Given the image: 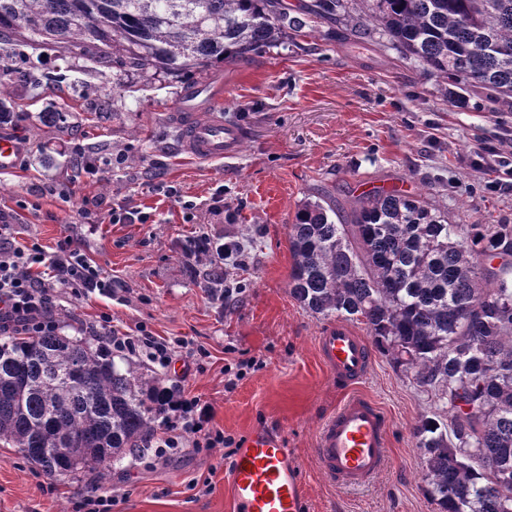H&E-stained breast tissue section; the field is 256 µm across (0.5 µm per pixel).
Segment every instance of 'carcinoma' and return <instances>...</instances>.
Listing matches in <instances>:
<instances>
[{"label": "carcinoma", "mask_w": 512, "mask_h": 512, "mask_svg": "<svg viewBox=\"0 0 512 512\" xmlns=\"http://www.w3.org/2000/svg\"><path fill=\"white\" fill-rule=\"evenodd\" d=\"M313 23L414 61L455 104L512 112V0H0L5 46L195 75V87ZM333 212L307 201L288 225L290 295L318 318L363 324L431 396L413 437L438 512H512V225L450 224L398 189L359 196L349 220ZM193 256L204 286L226 280L217 255ZM165 395L160 377L92 339L0 336V444L49 477L144 454Z\"/></svg>", "instance_id": "obj_1"}]
</instances>
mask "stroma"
<instances>
[{
	"label": "stroma",
	"instance_id": "obj_1",
	"mask_svg": "<svg viewBox=\"0 0 512 512\" xmlns=\"http://www.w3.org/2000/svg\"><path fill=\"white\" fill-rule=\"evenodd\" d=\"M6 78L12 121L0 131L22 143L15 169L0 173V211L13 214L18 240L50 250L78 239L114 285L81 298L57 294L61 332L77 335L106 314L113 328L184 341L167 368L145 363L142 371L212 406L214 428L236 443L256 429L282 435L312 512H437L412 434L430 401L380 352L360 389L389 416L393 467L356 490L330 486L318 471V430L344 393L316 350L326 320L289 293L288 226L306 199L346 216L375 187L423 194L452 224L512 225V112L449 106L435 79L396 51L368 60L324 24L253 65L221 69L224 118L244 133L236 157L222 161L203 163L183 148L173 117L180 80L65 63L53 48L27 45L11 67L0 66ZM55 111L68 132L43 122ZM75 144L93 152V172L78 169ZM162 184L176 186L182 201L159 193ZM218 195L224 211L215 215L208 205ZM186 199L195 209L183 207ZM122 200L146 223H110ZM203 233L261 242L244 266L226 265L242 285L229 304L213 302L180 256ZM248 358L258 367L240 368ZM227 453L187 444L124 459L104 476L81 469L55 479L0 447V512H80L79 502L97 494L111 496L112 512H225Z\"/></svg>",
	"mask_w": 512,
	"mask_h": 512
}]
</instances>
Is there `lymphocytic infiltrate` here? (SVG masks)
<instances>
[{
	"label": "lymphocytic infiltrate",
	"mask_w": 512,
	"mask_h": 512,
	"mask_svg": "<svg viewBox=\"0 0 512 512\" xmlns=\"http://www.w3.org/2000/svg\"><path fill=\"white\" fill-rule=\"evenodd\" d=\"M112 288V280L90 263L72 238H64L56 250L45 253L39 244H19L9 225L0 224V334L20 332L38 336L57 331L53 316L54 293L62 290L72 296ZM99 336L108 353H118L166 367L174 347L140 330L121 332L102 318ZM213 415L199 399L187 397L181 388L169 392L162 412V427L152 436L157 454L192 441L198 448L230 447L231 438L210 428Z\"/></svg>",
	"instance_id": "obj_1"
}]
</instances>
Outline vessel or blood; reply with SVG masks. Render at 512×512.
Returning a JSON list of instances; mask_svg holds the SVG:
<instances>
[{
  "mask_svg": "<svg viewBox=\"0 0 512 512\" xmlns=\"http://www.w3.org/2000/svg\"><path fill=\"white\" fill-rule=\"evenodd\" d=\"M222 89L210 90L190 106L181 126L189 153L201 161L221 159L238 150L243 134L222 118ZM324 365L336 380L353 387L367 377L372 354L367 341L344 322L329 324L318 336ZM318 468L331 485L363 487L390 462L389 419L372 399L353 392L321 425L317 441ZM227 512H306L307 495L300 466L283 439L265 431L251 432L225 477Z\"/></svg>",
  "mask_w": 512,
  "mask_h": 512,
  "instance_id": "b4317fda",
  "label": "vessel or blood"
}]
</instances>
